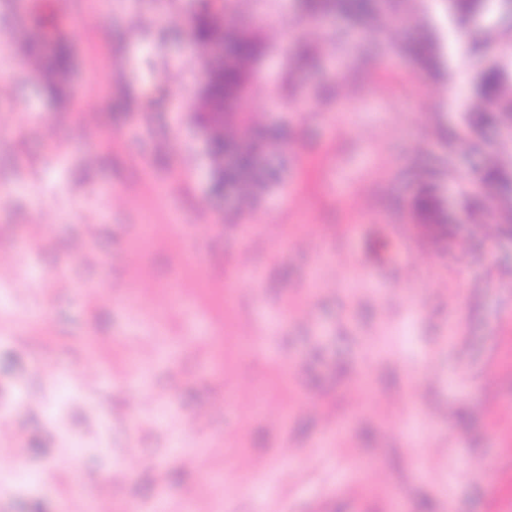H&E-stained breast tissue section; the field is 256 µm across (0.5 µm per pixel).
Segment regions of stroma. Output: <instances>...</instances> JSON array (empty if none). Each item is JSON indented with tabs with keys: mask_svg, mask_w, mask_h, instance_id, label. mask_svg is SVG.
I'll return each mask as SVG.
<instances>
[{
	"mask_svg": "<svg viewBox=\"0 0 512 512\" xmlns=\"http://www.w3.org/2000/svg\"><path fill=\"white\" fill-rule=\"evenodd\" d=\"M198 3L0 0V253L34 286L0 294V512H349L340 487L367 512H512V216L483 229L512 183L476 178L512 170V131L463 137L448 105L512 61V23L261 0L247 97L286 138L245 202L209 189ZM490 23L500 43L471 50ZM422 30L432 74L401 48ZM387 0H296L298 9L313 20L338 13L354 21L370 20L383 27H392L398 18L389 13Z\"/></svg>",
	"mask_w": 512,
	"mask_h": 512,
	"instance_id": "35a3bbf8",
	"label": "stroma"
}]
</instances>
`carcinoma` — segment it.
<instances>
[{"label":"carcinoma","instance_id":"obj_1","mask_svg":"<svg viewBox=\"0 0 512 512\" xmlns=\"http://www.w3.org/2000/svg\"><path fill=\"white\" fill-rule=\"evenodd\" d=\"M455 15L468 20L484 11L499 15L512 14V0H448ZM298 9L313 20L338 13L354 21L370 20L392 27L398 18L389 13L388 0H296ZM238 0H201L190 23L194 41L206 52L216 45L232 42L235 53L231 61L210 59L208 68L212 80L202 86L197 111L204 114L212 141L211 162L217 170L224 169V153L240 148L239 139L248 136L250 123L244 80L254 71V65L266 51L259 35L241 29L224 28V17L236 12ZM405 50L429 66L433 62V47L427 41L411 43ZM68 47L60 42L55 47L50 66L61 72L67 68ZM470 123L481 124L488 117L512 128V74L502 66H490L478 75L475 91L466 103Z\"/></svg>","mask_w":512,"mask_h":512}]
</instances>
